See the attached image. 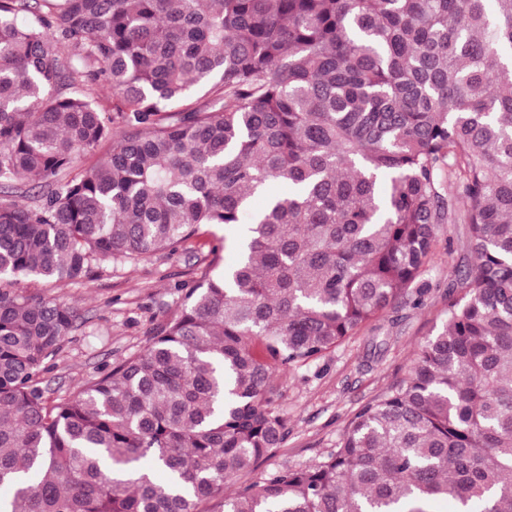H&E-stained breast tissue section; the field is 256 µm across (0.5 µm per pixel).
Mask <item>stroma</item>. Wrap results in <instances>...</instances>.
<instances>
[{"label":"stroma","instance_id":"35a3bbf8","mask_svg":"<svg viewBox=\"0 0 512 512\" xmlns=\"http://www.w3.org/2000/svg\"><path fill=\"white\" fill-rule=\"evenodd\" d=\"M208 231L211 244L222 247L219 256H212L211 244L195 242L175 254L162 251L134 264H112L88 281H18V291L64 301L77 315L41 378L46 397H67L108 366L138 353L153 329L181 305L186 288L205 274H217L219 266L235 263L238 251L225 246L223 226ZM468 239V225H440L433 260L421 277L423 295L412 292L397 299L381 320L276 377L287 437L243 474L242 482L320 461L335 448L353 414L408 372L415 351L458 294L454 282L469 260Z\"/></svg>","mask_w":512,"mask_h":512}]
</instances>
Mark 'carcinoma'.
Returning a JSON list of instances; mask_svg holds the SVG:
<instances>
[{"mask_svg":"<svg viewBox=\"0 0 512 512\" xmlns=\"http://www.w3.org/2000/svg\"><path fill=\"white\" fill-rule=\"evenodd\" d=\"M29 180L0 282L210 224L239 259L56 401L76 315L0 287V512H512V0H0V185ZM447 223L471 262L407 374L323 460L227 490L285 441L275 377L382 318Z\"/></svg>","mask_w":512,"mask_h":512,"instance_id":"1","label":"carcinoma"}]
</instances>
